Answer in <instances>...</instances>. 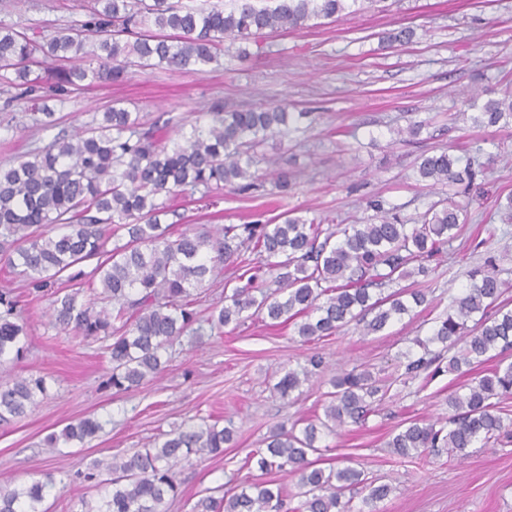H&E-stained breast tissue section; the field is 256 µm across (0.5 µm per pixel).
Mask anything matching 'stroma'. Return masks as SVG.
I'll use <instances>...</instances> for the list:
<instances>
[{
  "label": "stroma",
  "instance_id": "1",
  "mask_svg": "<svg viewBox=\"0 0 512 512\" xmlns=\"http://www.w3.org/2000/svg\"><path fill=\"white\" fill-rule=\"evenodd\" d=\"M76 0H0V22L34 28L44 38L84 20ZM414 36L405 45L388 42L399 26ZM512 89V0H396L390 11L365 9L333 23L300 30L263 33L228 42L219 63L195 74L167 69L136 70L124 83L95 84L50 100L58 123L43 129L38 112L0 84V168L13 156L46 145L55 133L72 134L94 115L119 105L153 120L168 112L179 128L190 127L213 106L247 109L270 103L305 112L299 143L271 138L256 150L253 189L225 192L206 201L185 197L175 225L181 233L199 225L219 228L268 220L298 209L326 224H362L373 212L367 203L382 200L409 224L420 223L435 202L446 198L442 184L418 181L415 162L424 154L453 150L462 161L479 158L487 168L481 191L459 195L468 221L432 275L419 279L429 305L423 312L391 321L364 336L356 326L314 344H304L293 328L271 329L260 317L228 325L211 335L206 319L235 286L237 271L223 274L204 289L198 306L200 337L185 336L169 349L160 380L130 392L109 387L111 363L104 341H84L50 323L51 296L27 307L29 335L19 358L0 370L14 377L41 376L48 391L23 417L0 424V482L24 485L52 473L54 486L45 512H81V498L98 499L100 488L69 487V473L95 460L130 454L184 423H233L235 443L223 456L204 457L184 467L176 499L165 512H190L200 498L221 496L232 479H261L245 458L263 447L269 432L286 417L309 418L321 411L332 375L365 365L390 391L365 424H347L339 435L321 439L322 467L348 456L369 478L390 484L389 498L358 512H512V444L473 448L466 458L430 452L419 458L392 454L390 432L411 419L449 415L448 396L463 376L444 371L429 383L404 379L406 356L418 357V342L431 335L468 282V272L494 253L503 278L512 279V224H498L492 248L477 246L474 230L488 223L497 195L512 194V127L478 128L464 114L461 95L502 97ZM424 122L412 142L397 141V129ZM179 128L168 129L176 138ZM294 171L288 193L274 186L275 168ZM324 364L283 399L275 384L283 373L307 366L312 354ZM92 416L101 424L84 442L48 450L45 440L70 422Z\"/></svg>",
  "mask_w": 512,
  "mask_h": 512
}]
</instances>
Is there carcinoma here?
<instances>
[{
	"label": "carcinoma",
	"instance_id": "cac0c4a2",
	"mask_svg": "<svg viewBox=\"0 0 512 512\" xmlns=\"http://www.w3.org/2000/svg\"><path fill=\"white\" fill-rule=\"evenodd\" d=\"M361 0H277L258 7L254 0H230V7H175L169 0H90L86 20L66 27L50 39L33 28L0 24V83L22 89L21 95L44 112L42 126H55L45 99L82 82L112 84L125 81L129 67L143 70L204 71L218 61L225 38L248 40L263 31L294 30L318 19H339L354 12ZM57 66L50 86L31 77L29 64L38 58ZM96 61L87 69L86 61ZM209 121L191 126L178 140L163 132L173 118L160 113L146 124L138 112L112 106L101 120L80 132L58 134L48 144L13 158L0 169V261L26 282L28 294L53 290V328L85 339H110L112 372L108 384L129 392L156 379L164 369L163 353L196 322L191 290L219 275L231 263L250 272L246 282L224 295V305L211 316V329L243 319L251 310L272 327L294 324L305 343L332 336L355 324L369 335L426 303L417 289L376 297L373 290L415 272L429 276L430 266L448 253L467 217L450 196L432 204L419 224H406L370 202L376 215L366 224H321L291 209L280 222L229 224L213 232L206 227L172 236L163 218L180 217L169 201L196 191L205 194L245 191L253 187L254 150L273 136L292 137L301 131L307 112L280 106L231 112L216 107ZM480 127L512 125V93L490 98L472 117ZM421 179L446 183L468 194L483 178L484 165L459 159L443 150L424 156ZM96 260L90 271L71 272ZM274 275L277 288L263 290L259 273ZM72 285L56 286L63 273ZM463 293L454 298L448 314L439 319L431 337L416 340L428 349L440 343L447 351L448 371L472 368L492 351L512 349V307L502 300L512 282L500 277L494 257L472 268ZM100 288V305L85 298V289ZM27 303L10 289H0V367L12 354L20 355L28 336ZM438 357L410 359L405 374L415 377L434 366ZM288 370L275 384L288 398L322 366ZM332 390L324 417L297 419L274 428L265 447L251 451L267 473L297 478L298 505L288 506L282 487L255 481L239 492L204 497L192 512H354L351 493L368 491L364 502L376 503L391 492L375 484L365 471L345 465L328 469L310 456L320 429L330 433L347 423H361L376 412L388 387L365 368L354 367L329 380ZM45 378L0 380V422L24 416L46 394ZM512 395V362L504 358L485 373L448 396L454 414L434 420L413 419L389 436L386 447L400 457L418 456L438 448L448 456H467L466 450L501 441L512 427L502 416L499 400ZM100 424L84 418L51 435L47 446L82 442ZM232 426L218 423L183 425L130 456L96 461L76 478L91 483L103 469L110 473V490L100 500H82L83 512H161L166 498L179 489L177 467L191 456L224 452L234 441ZM53 475L21 487L0 484V512H42Z\"/></svg>",
	"mask_w": 512,
	"mask_h": 512
}]
</instances>
